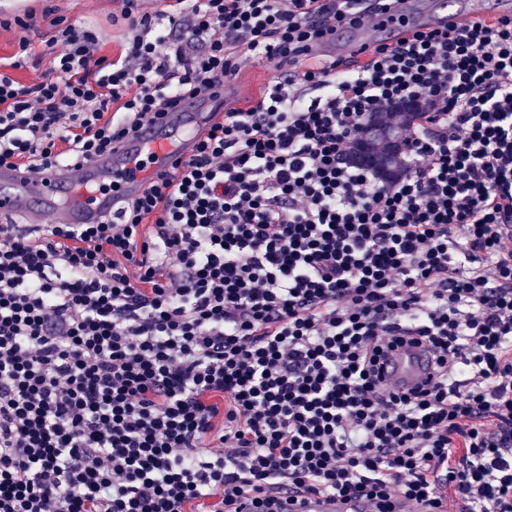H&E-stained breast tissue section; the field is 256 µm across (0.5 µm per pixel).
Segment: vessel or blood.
<instances>
[{"mask_svg": "<svg viewBox=\"0 0 512 512\" xmlns=\"http://www.w3.org/2000/svg\"><path fill=\"white\" fill-rule=\"evenodd\" d=\"M512 15L501 6L496 11L439 5L417 13L404 5L396 19L382 18L381 28L395 38L411 29H443L463 21H482ZM375 45L358 34L348 43L329 37L311 48L315 59L340 56L364 61ZM235 95L231 82L213 93L193 100H179L136 135L115 141L111 150L77 165L50 168L31 176L13 167L0 168V222L51 215L60 224H96L117 213L121 202L141 196L152 181L169 177L196 151L201 134L217 120L225 104ZM432 355L422 345H398L382 360V375L391 388L404 391L429 385ZM295 512H369L365 498L311 496L296 503Z\"/></svg>", "mask_w": 512, "mask_h": 512, "instance_id": "b4317fda", "label": "vessel or blood"}]
</instances>
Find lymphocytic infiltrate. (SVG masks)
Returning a JSON list of instances; mask_svg holds the SVG:
<instances>
[{"mask_svg":"<svg viewBox=\"0 0 512 512\" xmlns=\"http://www.w3.org/2000/svg\"><path fill=\"white\" fill-rule=\"evenodd\" d=\"M116 57L44 10L0 61V167L107 151L250 62L285 69L98 224H0V512H512V20L306 62L403 0H122ZM404 128L393 180L346 156ZM435 382L381 383L404 338ZM51 30L40 23L37 30L22 33L14 24L10 28L0 26V57L12 56L17 48L19 39L26 36L32 43L33 51L27 65L13 72L17 81L23 84H34L47 73L49 57L42 55L46 41L52 36ZM291 512H369L365 498H326L310 496L292 506Z\"/></svg>","mask_w":512,"mask_h":512,"instance_id":"obj_1","label":"lymphocytic infiltrate"}]
</instances>
